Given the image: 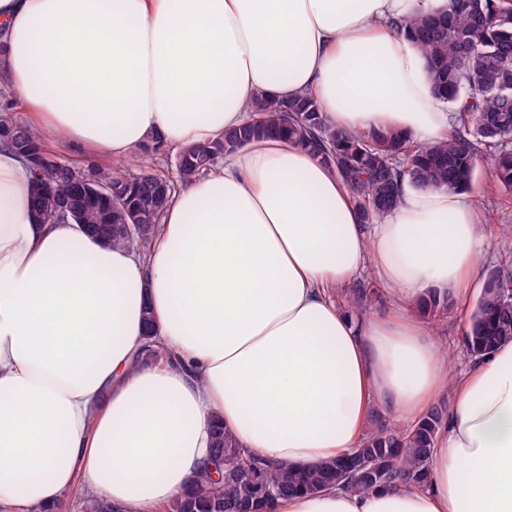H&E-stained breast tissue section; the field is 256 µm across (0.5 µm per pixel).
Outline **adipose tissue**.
I'll return each mask as SVG.
<instances>
[{"instance_id":"ef3b65f1","label":"adipose tissue","mask_w":512,"mask_h":512,"mask_svg":"<svg viewBox=\"0 0 512 512\" xmlns=\"http://www.w3.org/2000/svg\"><path fill=\"white\" fill-rule=\"evenodd\" d=\"M450 0H0V83L58 149L109 164L179 149L313 97L327 123L446 139L410 19ZM31 173L0 149V512H167L215 426L273 463L358 447L374 410L418 422L449 399L432 486L279 499L272 512H512V342L449 373L416 309L464 304L485 242L477 188H419L364 223L310 151L252 140L171 199L147 250L41 222ZM372 265L391 303L335 295ZM163 359L137 357L145 315Z\"/></svg>"}]
</instances>
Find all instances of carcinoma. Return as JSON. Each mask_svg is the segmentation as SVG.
<instances>
[{
    "mask_svg": "<svg viewBox=\"0 0 512 512\" xmlns=\"http://www.w3.org/2000/svg\"><path fill=\"white\" fill-rule=\"evenodd\" d=\"M405 27L427 62L436 100L448 104L455 126L447 139L414 145L397 130L353 134L328 125L316 101L302 96L288 102L260 98L252 105L256 118L211 141L182 148L176 178L144 170L137 157L119 174L107 167H79L51 161L43 135L18 121L10 96L0 93V144L19 152L23 146L39 162L50 166L49 181L32 191L31 207L41 220L70 219L91 226L96 236L113 246L146 248L160 223L169 199L179 188L211 170L224 153L254 139L271 135L286 138L316 153L350 186L365 223L397 205L398 179L405 176L420 187L448 191L474 185L478 167L489 161L496 184L512 190V83L490 87L512 62V0H451L446 13L416 17ZM92 188L110 186L112 199L97 198L77 213L58 210L70 197L74 181ZM378 296L371 281L347 291L349 307L363 311ZM453 303L446 291L431 289L418 303L426 319L447 317ZM512 341V269L504 267L487 277L474 303L464 345L473 358L491 353ZM448 403L431 407L419 422L400 426L380 420L369 428L358 448L320 465L303 468L273 464L246 454L235 437L217 426L210 463L192 491L177 496L170 512H257L269 510L280 498L316 493L327 487L369 492L398 485L430 486L432 449L445 425Z\"/></svg>",
    "mask_w": 512,
    "mask_h": 512,
    "instance_id": "1",
    "label": "carcinoma"
}]
</instances>
